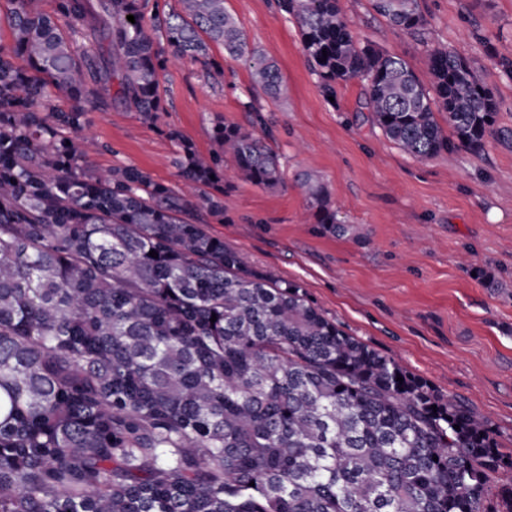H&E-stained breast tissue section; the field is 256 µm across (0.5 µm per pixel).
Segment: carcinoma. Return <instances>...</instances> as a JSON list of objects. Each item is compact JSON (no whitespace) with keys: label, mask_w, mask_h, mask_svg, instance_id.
<instances>
[{"label":"carcinoma","mask_w":512,"mask_h":512,"mask_svg":"<svg viewBox=\"0 0 512 512\" xmlns=\"http://www.w3.org/2000/svg\"><path fill=\"white\" fill-rule=\"evenodd\" d=\"M5 2L0 512H512V486L495 483L512 454L483 416L208 232L224 220V168L254 187L284 184L266 138L219 121L202 154L170 131L181 188L135 166L87 170L81 133L96 104L156 121L171 60L224 78L213 44L265 93L288 96L224 0L163 11L54 0L50 13ZM279 5L323 96L360 83L373 126L413 160L478 154L495 136L491 87L455 48L422 38L418 0L373 7L421 37L427 82L360 39L340 0ZM297 181L315 223L343 230L321 176Z\"/></svg>","instance_id":"cac0c4a2"}]
</instances>
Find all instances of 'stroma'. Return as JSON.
Masks as SVG:
<instances>
[{
    "label": "stroma",
    "mask_w": 512,
    "mask_h": 512,
    "mask_svg": "<svg viewBox=\"0 0 512 512\" xmlns=\"http://www.w3.org/2000/svg\"><path fill=\"white\" fill-rule=\"evenodd\" d=\"M259 49L274 60L288 97H256L261 114L240 105L249 70L224 65L214 82L199 66L169 64L161 88L167 112L148 124L106 102L89 113L83 136L95 168L134 165L180 187L174 160L178 131L206 153L216 120L260 121L280 154L285 183L262 189L225 170V221L208 231L238 250L250 266L299 283L308 299L348 334L445 398L483 415L502 451H512V0H419L428 38L450 44L486 76L499 105L502 134L481 154L465 151L421 164L405 155L359 113L361 89L351 83L327 102L308 69L297 26L277 0H224ZM360 38L403 57L427 77L417 37L394 28L371 0H342ZM311 170L327 185L345 222L330 234L307 210L297 173ZM492 270L498 287L473 277Z\"/></svg>",
    "instance_id": "stroma-1"
}]
</instances>
